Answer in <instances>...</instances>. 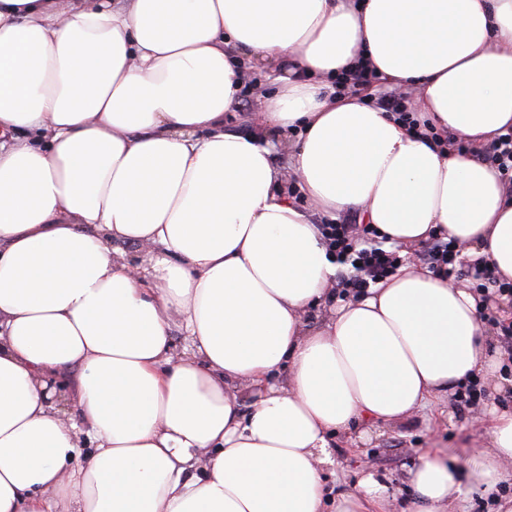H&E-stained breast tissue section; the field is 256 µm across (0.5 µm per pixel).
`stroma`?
Masks as SVG:
<instances>
[{"label":"stroma","mask_w":512,"mask_h":512,"mask_svg":"<svg viewBox=\"0 0 512 512\" xmlns=\"http://www.w3.org/2000/svg\"><path fill=\"white\" fill-rule=\"evenodd\" d=\"M332 446L336 463L327 487L333 493L358 491L362 479L375 473L384 476L393 495L402 499L409 492L408 472L417 463L421 449L441 450L449 464L462 470L473 454L486 448L487 436L483 426L473 423L449 397L433 411L381 428L363 442L337 434Z\"/></svg>","instance_id":"1"}]
</instances>
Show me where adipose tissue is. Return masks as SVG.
I'll return each instance as SVG.
<instances>
[{"label":"adipose tissue","instance_id":"obj_1","mask_svg":"<svg viewBox=\"0 0 512 512\" xmlns=\"http://www.w3.org/2000/svg\"><path fill=\"white\" fill-rule=\"evenodd\" d=\"M363 64L433 137L335 94ZM255 69L277 91L246 135L224 116ZM506 125L512 0H0V512H459L431 448L404 503L325 473L332 436L494 371L479 295L414 256L442 233L512 283V185L480 157ZM348 213L406 263L344 302L319 226ZM489 439L491 492L512 412Z\"/></svg>","mask_w":512,"mask_h":512}]
</instances>
